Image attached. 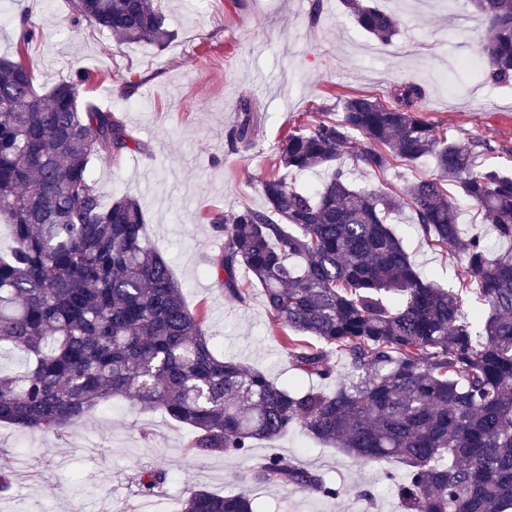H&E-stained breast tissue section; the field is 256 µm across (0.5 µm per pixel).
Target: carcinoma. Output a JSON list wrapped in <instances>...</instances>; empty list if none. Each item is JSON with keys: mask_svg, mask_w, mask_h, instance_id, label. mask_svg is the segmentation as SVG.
Returning a JSON list of instances; mask_svg holds the SVG:
<instances>
[{"mask_svg": "<svg viewBox=\"0 0 512 512\" xmlns=\"http://www.w3.org/2000/svg\"><path fill=\"white\" fill-rule=\"evenodd\" d=\"M379 0H344L383 43L401 15ZM483 20V80L512 84V0H470ZM72 20L126 43L170 34L155 0H69ZM83 70L40 95L20 59L0 56V223L14 247L0 253V350L22 369L0 373V422L60 434L116 394L189 427V454L248 463L243 480L334 498L329 475L288 456L254 462L259 440L299 430L362 463L398 460V512H512V173L483 168L481 139L461 147L423 117L424 90L400 84L390 100L353 96L342 117L319 112L284 137L276 172L261 183L265 206L213 218L224 234L217 283L236 298L244 282L309 340L286 337L296 370L319 384L283 386L218 356L206 316L185 302L167 260L147 240L139 202L103 201L94 156L119 164L133 142L110 109L80 101ZM244 107L231 147L253 143ZM352 167L343 164V158ZM433 165L405 196L356 187L352 168ZM332 172L315 190L291 173ZM493 225L494 238L462 223L461 204ZM409 208L430 245L456 256L459 288L422 277L391 225ZM477 283L480 306L466 309ZM346 362L337 373L334 355ZM339 379L335 390L323 384ZM168 480L134 474L143 498ZM180 512H259L246 491L193 489Z\"/></svg>", "mask_w": 512, "mask_h": 512, "instance_id": "carcinoma-1", "label": "carcinoma"}]
</instances>
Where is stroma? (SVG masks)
Wrapping results in <instances>:
<instances>
[{"instance_id": "stroma-1", "label": "stroma", "mask_w": 512, "mask_h": 512, "mask_svg": "<svg viewBox=\"0 0 512 512\" xmlns=\"http://www.w3.org/2000/svg\"><path fill=\"white\" fill-rule=\"evenodd\" d=\"M159 0L170 40L125 44L87 23L72 25L66 0H0V55L16 51L17 21L29 15L39 37L25 50L38 92L77 70L92 79L84 97L112 109L146 154L120 165L94 158L92 174L104 200L135 197L150 243L170 262L187 305L206 314V328L225 360L288 383L297 373L282 347L288 328L265 305L259 288L244 299L220 288L212 260L222 237L212 218L235 206L264 204L261 183L274 171L283 134L310 122L316 108L355 94L387 97L395 86L424 89L425 118L461 145L479 138L493 150L483 165L512 171V88L458 72L455 58L480 54L486 38L469 0H383L404 25L384 60L359 62L357 49L376 46L341 0ZM258 127L250 147L231 149L227 134L243 106ZM430 165L354 171L361 187L401 191ZM394 228L421 274L457 287V260L421 237L410 210ZM189 429L159 411L116 396L62 435L23 432L0 423V471L14 474L0 512H176L192 488L224 494L243 489L244 465L234 457L198 461L186 452ZM296 456L343 488L323 498L283 487H256L260 512H392L394 488L384 470L398 461L362 464L300 431L256 442L253 458ZM163 468L169 480L145 500L131 481L141 469Z\"/></svg>"}]
</instances>
